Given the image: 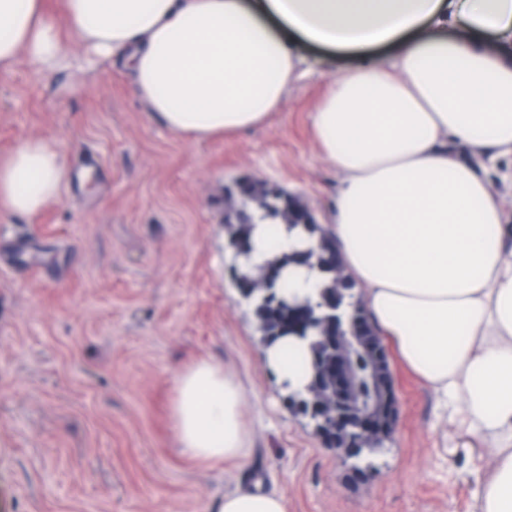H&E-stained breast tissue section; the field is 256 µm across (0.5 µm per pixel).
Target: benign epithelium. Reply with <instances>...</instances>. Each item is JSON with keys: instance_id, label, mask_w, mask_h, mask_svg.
Wrapping results in <instances>:
<instances>
[{"instance_id": "1", "label": "benign epithelium", "mask_w": 512, "mask_h": 512, "mask_svg": "<svg viewBox=\"0 0 512 512\" xmlns=\"http://www.w3.org/2000/svg\"><path fill=\"white\" fill-rule=\"evenodd\" d=\"M316 302L326 316L318 332L336 348V360L317 368L331 380L328 392L311 379L299 395L314 401L312 413L320 420L314 425L316 436L351 461L350 473L358 477L363 474L359 460L380 449L377 442L390 431L397 413L391 374L380 352L371 348L373 336L346 322L344 294L330 301L319 296Z\"/></svg>"}]
</instances>
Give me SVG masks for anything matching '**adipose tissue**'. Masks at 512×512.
<instances>
[{"mask_svg":"<svg viewBox=\"0 0 512 512\" xmlns=\"http://www.w3.org/2000/svg\"><path fill=\"white\" fill-rule=\"evenodd\" d=\"M64 39L45 0H0V70L26 54L51 74L71 56L120 59L172 133H242L307 72L301 48L359 55L331 78L315 138L340 181L328 233L375 328L450 422L489 442L481 512H512V214L482 169L512 157V0H64ZM61 153L31 138L0 159V212L60 195ZM253 270L313 238L255 217ZM307 345L268 342L264 361L303 387ZM174 440L192 459L248 457L241 389L203 357L175 379ZM215 512H287L244 487Z\"/></svg>","mask_w":512,"mask_h":512,"instance_id":"ef3b65f1","label":"adipose tissue"}]
</instances>
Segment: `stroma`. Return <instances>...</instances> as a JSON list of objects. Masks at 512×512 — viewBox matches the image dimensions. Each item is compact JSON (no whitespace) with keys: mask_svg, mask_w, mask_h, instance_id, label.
I'll return each instance as SVG.
<instances>
[{"mask_svg":"<svg viewBox=\"0 0 512 512\" xmlns=\"http://www.w3.org/2000/svg\"><path fill=\"white\" fill-rule=\"evenodd\" d=\"M348 60L317 64L266 124L189 140L153 117L129 68L0 72V158L40 137L69 171L38 213H0V512H210L261 482L288 512H479L492 450L442 421L389 360L398 416L373 468H347L262 360L265 342L225 244L237 185L259 182L319 227L338 175L312 117ZM206 355L243 393L252 451L198 462L176 448L174 379Z\"/></svg>","mask_w":512,"mask_h":512,"instance_id":"stroma-1","label":"stroma"}]
</instances>
